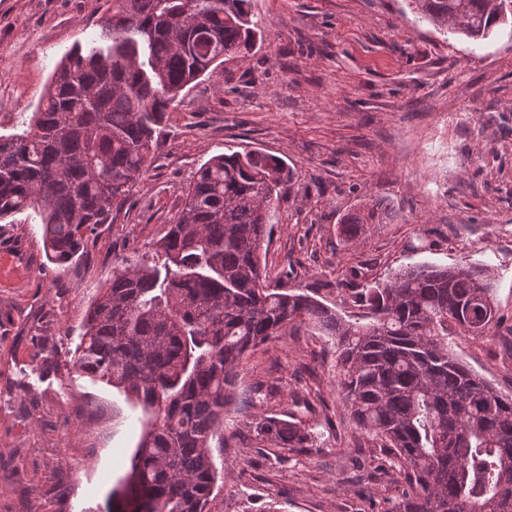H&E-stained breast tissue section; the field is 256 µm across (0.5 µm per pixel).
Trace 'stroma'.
<instances>
[{"label":"stroma","mask_w":512,"mask_h":512,"mask_svg":"<svg viewBox=\"0 0 512 512\" xmlns=\"http://www.w3.org/2000/svg\"><path fill=\"white\" fill-rule=\"evenodd\" d=\"M252 51L186 88L155 161L79 263L48 262L33 210L0 221V512H103L130 470L141 408L75 373L71 352L98 291L151 256L197 169L232 149L284 160L294 178L261 251L271 284L349 320L353 291L410 263L488 266L495 335L452 336L458 358L512 394V30L475 44L421 21L409 0H250ZM112 0H0V132L36 111L54 71L96 45ZM390 223L359 243L350 210ZM336 348L308 331L249 352L224 417L206 512H383L378 469L336 384ZM306 398L311 448L258 451L252 423ZM389 215H382V211L378 210L375 203L368 208L367 213L361 208L355 209L345 214L339 224H341V233L347 241L353 242L358 240L365 233L364 224H387L390 221Z\"/></svg>","instance_id":"1"}]
</instances>
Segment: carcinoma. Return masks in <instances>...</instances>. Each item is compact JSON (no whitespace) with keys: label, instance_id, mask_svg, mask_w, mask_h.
Returning a JSON list of instances; mask_svg holds the SVG:
<instances>
[{"label":"carcinoma","instance_id":"cac0c4a2","mask_svg":"<svg viewBox=\"0 0 512 512\" xmlns=\"http://www.w3.org/2000/svg\"><path fill=\"white\" fill-rule=\"evenodd\" d=\"M440 30L474 42L512 0H409ZM249 0H112L101 43L61 61L20 132L0 133V220L32 209L49 262L72 265L90 234L150 169L181 92L263 29ZM292 172L277 156L228 151L197 170L153 262L124 259L90 306L72 350L80 375L142 409L146 427L105 512H205L224 447V414L247 352L305 329L337 346L350 418L393 456L401 494L387 512H512V394L480 378L448 337L498 324L484 264L413 263L358 296L370 322L272 288L260 260ZM390 219L377 205L340 221L353 242ZM267 445L300 451L292 410L254 422Z\"/></svg>","mask_w":512,"mask_h":512}]
</instances>
